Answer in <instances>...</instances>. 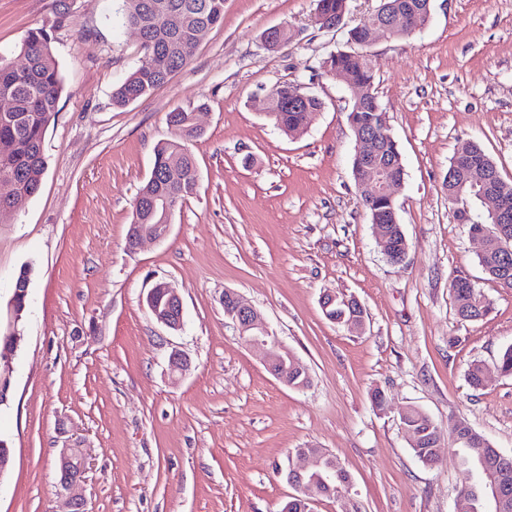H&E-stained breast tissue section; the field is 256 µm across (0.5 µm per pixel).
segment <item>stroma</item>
I'll use <instances>...</instances> for the list:
<instances>
[{
  "label": "stroma",
  "instance_id": "obj_1",
  "mask_svg": "<svg viewBox=\"0 0 512 512\" xmlns=\"http://www.w3.org/2000/svg\"><path fill=\"white\" fill-rule=\"evenodd\" d=\"M379 0H349L341 30L320 28L316 0H224V22L189 63L126 106L113 91L147 57L116 22L118 0H0V56L23 63L30 30L48 33L63 91L43 140L39 191L0 223V305L31 266L24 341L13 362L0 436L13 454L0 512H64L57 462L87 448L76 493L85 512H281L299 448H322L349 472L348 493L314 512H457L464 478L446 431L466 421L512 454V289L486 279L479 241L459 223L444 182L451 158L479 144L512 180V0H433L432 19L371 48L377 95L404 158L395 202L408 250L387 261L352 177L354 93L316 75L345 31ZM294 37L267 50L262 33ZM288 83L319 98L288 137L266 98ZM195 113L196 194L160 241L126 248L136 194L167 114ZM476 282L490 312L460 321L453 278ZM169 282L184 325L145 303ZM233 291L307 368L288 387L224 314ZM355 296L364 328L326 318L323 294ZM191 361L170 371L173 350ZM485 367L472 388L467 370ZM382 392L384 408L373 402ZM414 406L443 432L434 464L413 454L399 411ZM162 291L168 295V299L172 301L175 307V312L171 315H158V312H155L157 317V321L168 327L169 329L178 330L182 325V315H183V306L182 301L177 293L176 289L167 283H158L156 284L147 294L146 302L152 300V296L154 293ZM167 297L159 292L156 294L154 298V303L156 307H159L160 310L165 309L168 303Z\"/></svg>",
  "mask_w": 512,
  "mask_h": 512
}]
</instances>
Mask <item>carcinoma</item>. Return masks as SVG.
I'll return each mask as SVG.
<instances>
[{
  "label": "carcinoma",
  "mask_w": 512,
  "mask_h": 512,
  "mask_svg": "<svg viewBox=\"0 0 512 512\" xmlns=\"http://www.w3.org/2000/svg\"><path fill=\"white\" fill-rule=\"evenodd\" d=\"M120 14L129 26H141L145 30L142 48L148 62L136 69L113 93V102L127 105L157 87L165 84L171 75L182 69L191 59L194 48L170 42L167 44L155 40L154 29L165 22L170 12H178L188 20L201 23L209 28L221 25L224 21V0H121ZM348 0H316V15L336 16L346 13ZM366 23L361 21L347 31V44L356 49H338L329 52L318 62L321 73L329 76L338 70L348 72L352 80L370 90L374 89L373 68L362 62L359 49L365 39ZM22 52L28 60V66L21 71L9 67L0 59V91H6L14 101L13 110L0 113V178L14 177L20 184L21 199L25 202L37 193L45 171L43 139L47 126L56 114V107L62 91L59 64L54 56L48 35L40 30L28 33L22 46ZM300 88L287 83L271 90L276 100L271 121L285 135L294 137L305 131L303 111L316 110L322 102L315 96H307L301 111L287 107L288 93L298 92ZM385 111L377 96L373 95L362 102L361 106H352L349 115L358 126H367L379 141L380 152L375 157L378 166L395 165L399 173H404V164L398 145L390 129L380 125L377 117ZM168 124L174 129L176 139L161 143L156 152L152 173L156 178L147 179L139 188L133 212V224H157L161 212L152 210V200L160 193H169L180 200L194 194L190 189L197 179V165L187 143L196 139L199 132L191 122V113L174 110L167 115ZM482 175L477 172H464L456 175L448 184V193L458 194L463 199L481 198ZM456 219L467 224L469 231L482 227L492 229L494 239L489 249L479 256L483 271L501 287L512 289V223L496 225L495 218L483 215L478 218L464 211L456 213ZM452 291L456 314L462 321H476L486 316L490 301L479 288H464L460 279H454ZM325 316L337 323L347 324L357 319V310L347 305L345 298L337 296L327 298L324 304ZM400 425L413 432L414 444L411 448L422 462L432 463L440 448V434L428 416L415 407L403 408ZM466 472L482 469L479 456L487 461V473L508 486L507 495L495 505L494 512H512V462L507 465L498 463L495 451L487 439L473 432L472 447L460 448Z\"/></svg>",
  "instance_id": "cac0c4a2"
}]
</instances>
